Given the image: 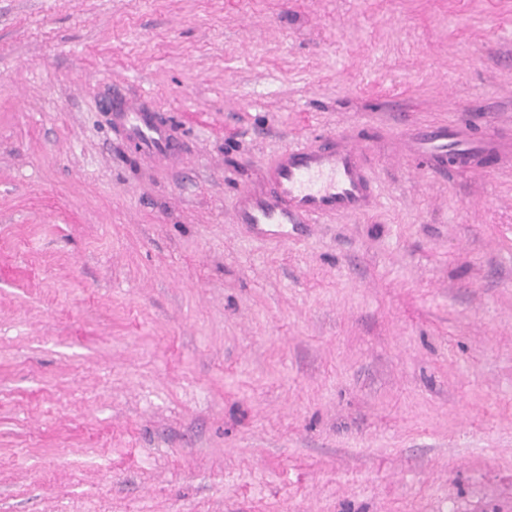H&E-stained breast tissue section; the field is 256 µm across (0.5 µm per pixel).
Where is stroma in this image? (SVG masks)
Listing matches in <instances>:
<instances>
[{"instance_id":"35a3bbf8","label":"stroma","mask_w":512,"mask_h":512,"mask_svg":"<svg viewBox=\"0 0 512 512\" xmlns=\"http://www.w3.org/2000/svg\"><path fill=\"white\" fill-rule=\"evenodd\" d=\"M315 135L376 205L236 223ZM0 512H512V0H0ZM112 131L136 144L138 154L174 167L178 162V129L155 112L128 98H112ZM447 140L448 128L436 126L415 136L414 151L418 154L419 158L436 162V170L448 172L452 168L448 167Z\"/></svg>"}]
</instances>
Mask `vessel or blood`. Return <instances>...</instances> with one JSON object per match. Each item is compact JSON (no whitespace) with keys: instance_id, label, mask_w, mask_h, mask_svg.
I'll return each instance as SVG.
<instances>
[{"instance_id":"vessel-or-blood-1","label":"vessel or blood","mask_w":512,"mask_h":512,"mask_svg":"<svg viewBox=\"0 0 512 512\" xmlns=\"http://www.w3.org/2000/svg\"><path fill=\"white\" fill-rule=\"evenodd\" d=\"M112 129L135 143L138 153L173 166L178 162V130L156 113L128 98H113ZM448 129L436 126L417 134L414 150L419 158L448 168ZM371 187L362 155L350 145L290 144L257 174L255 184L238 194L237 223L252 225L265 236L288 224H313L336 213L358 215L366 211Z\"/></svg>"}]
</instances>
